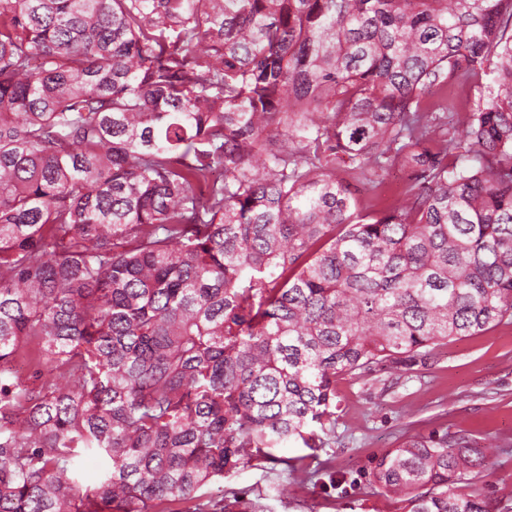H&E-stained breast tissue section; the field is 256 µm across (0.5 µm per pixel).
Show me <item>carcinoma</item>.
<instances>
[{"instance_id": "1", "label": "carcinoma", "mask_w": 512, "mask_h": 512, "mask_svg": "<svg viewBox=\"0 0 512 512\" xmlns=\"http://www.w3.org/2000/svg\"><path fill=\"white\" fill-rule=\"evenodd\" d=\"M506 319L512 0H0V512H232L337 379ZM492 465L458 431L367 475L491 512ZM383 190L386 198L392 202L401 200L405 191L406 173L400 168H393L386 174Z\"/></svg>"}]
</instances>
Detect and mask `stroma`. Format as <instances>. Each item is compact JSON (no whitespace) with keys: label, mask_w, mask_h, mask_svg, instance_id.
Instances as JSON below:
<instances>
[{"label":"stroma","mask_w":512,"mask_h":512,"mask_svg":"<svg viewBox=\"0 0 512 512\" xmlns=\"http://www.w3.org/2000/svg\"><path fill=\"white\" fill-rule=\"evenodd\" d=\"M343 413L336 438L295 475L282 466L249 467L226 475L224 486L262 512H400L399 502L374 493L362 476L377 455L413 435L464 431L494 444L486 476L491 512H512V323L477 336L450 339L426 366L411 373L377 371L336 383ZM340 474L330 487L326 472Z\"/></svg>","instance_id":"stroma-1"}]
</instances>
